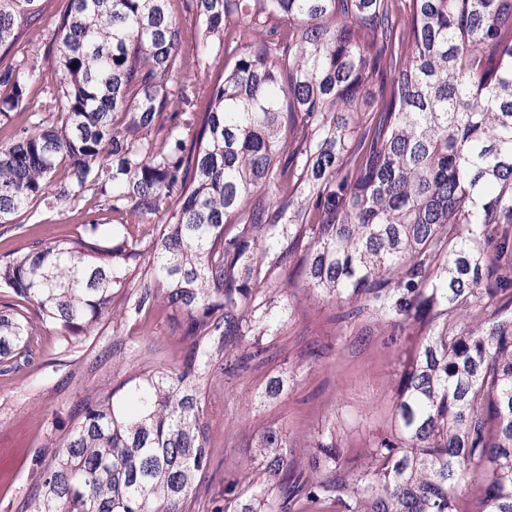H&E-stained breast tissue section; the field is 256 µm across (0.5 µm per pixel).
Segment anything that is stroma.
Returning a JSON list of instances; mask_svg holds the SVG:
<instances>
[{"instance_id":"obj_1","label":"stroma","mask_w":512,"mask_h":512,"mask_svg":"<svg viewBox=\"0 0 512 512\" xmlns=\"http://www.w3.org/2000/svg\"><path fill=\"white\" fill-rule=\"evenodd\" d=\"M93 219L108 225L119 221L91 195L65 212L34 206L18 224H0V258L78 234ZM287 291L294 311L265 363L233 383L216 371L205 384L204 396L218 413L210 420L213 458L195 489L199 512L221 505L225 470L248 460L252 439L263 428L282 429L296 456L308 439L319 436L356 458L390 421L396 373L415 353L419 328L407 330L402 344L390 347L372 315L347 319L345 306L309 293L296 278ZM180 333L168 309L118 324L104 319L69 349L55 328L40 327L27 352L12 367H0V512H21L35 485L33 456L63 440L88 394L110 392L148 361L179 365ZM116 348L122 351L118 360L112 357ZM289 366L304 372L287 394L255 406L266 377Z\"/></svg>"}]
</instances>
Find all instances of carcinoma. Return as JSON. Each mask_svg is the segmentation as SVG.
<instances>
[{
	"label": "carcinoma",
	"instance_id": "1",
	"mask_svg": "<svg viewBox=\"0 0 512 512\" xmlns=\"http://www.w3.org/2000/svg\"><path fill=\"white\" fill-rule=\"evenodd\" d=\"M170 2L68 0L43 55L58 119L0 145V224L90 191L133 219L0 260V361L40 326L76 344L160 306L185 344L179 366L86 401L33 458L23 512H190L212 455L206 376L267 358L293 308L276 277L290 265L346 318L373 315L388 345L426 332L360 466L319 438L300 464L261 430L224 478L223 512H467L470 482L479 512H512V0ZM43 13L0 0V119L41 71L6 56ZM216 48L199 112L189 74ZM299 374L268 377L255 402Z\"/></svg>",
	"mask_w": 512,
	"mask_h": 512
}]
</instances>
